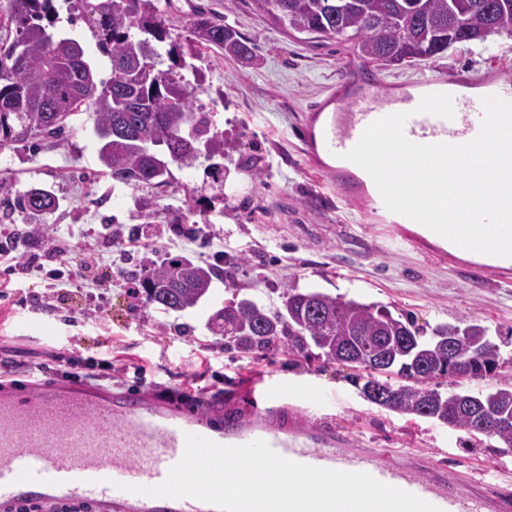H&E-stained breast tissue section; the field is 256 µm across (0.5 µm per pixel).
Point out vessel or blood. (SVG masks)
<instances>
[{"mask_svg":"<svg viewBox=\"0 0 512 512\" xmlns=\"http://www.w3.org/2000/svg\"><path fill=\"white\" fill-rule=\"evenodd\" d=\"M427 92L451 95L453 118L418 112ZM486 95L512 102V77L496 78L481 95L458 89L453 79L427 77L420 89L395 94L373 81L336 96L330 110L315 113L307 153L342 195L399 228L406 217L386 208L374 180L362 179L361 167L347 160V152L369 124L399 112L409 115L404 133L413 143L468 142L480 131ZM326 156L333 165L323 164ZM198 399L185 390L170 398L145 391L96 392L66 383L24 393L0 386V512L25 499L40 504L88 501L97 512H219L196 498L147 493L166 480L190 435L223 446L261 440L288 460L369 474L441 512H484V499L458 489L451 475L389 465L376 451L342 447L335 429L323 420L289 421L287 393L270 394L271 406L262 412L245 416L238 408L225 409L216 428L191 417Z\"/></svg>","mask_w":512,"mask_h":512,"instance_id":"obj_1","label":"vessel or blood"}]
</instances>
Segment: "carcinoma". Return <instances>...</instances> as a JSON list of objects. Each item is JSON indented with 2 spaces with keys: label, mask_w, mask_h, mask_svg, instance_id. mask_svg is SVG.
I'll use <instances>...</instances> for the list:
<instances>
[{
  "label": "carcinoma",
  "mask_w": 512,
  "mask_h": 512,
  "mask_svg": "<svg viewBox=\"0 0 512 512\" xmlns=\"http://www.w3.org/2000/svg\"><path fill=\"white\" fill-rule=\"evenodd\" d=\"M272 23L289 33L347 37L367 60L383 56L412 63L448 50V23L477 33L493 23L512 34V0H256ZM100 45L112 63L108 81L97 80L80 43L54 37L52 0H12L10 21L17 37L0 45V149L35 136L55 138L82 107L96 114L101 176L112 187L165 185L169 165L191 168L203 155L224 154V142L195 106L205 92L199 79L182 70L204 49H217L237 60L253 58L254 45L224 17L199 13L193 38L172 41L166 20L153 0H99ZM169 42L172 65L162 68L156 44ZM5 205L16 208L27 225L43 224L59 206L55 193L32 186ZM245 258L224 265L201 263L169 253L154 267L133 272L139 300L160 313L196 308L214 290L228 288ZM208 327L224 337V346L245 354H265L279 347L305 360L351 365L367 400L371 374L363 367L379 350L393 370L422 382L384 391L378 406L414 417L451 418L452 427L471 432L481 410L507 419L492 427L490 439L512 452V376L502 374L500 354L485 351L491 341L477 322L439 324L424 336L410 314L393 316L383 308L315 290L286 288L280 304L267 306L252 296L233 298L214 311ZM455 337L448 350V337ZM470 379L493 381L474 403L467 388L439 389L451 370Z\"/></svg>",
  "instance_id": "1"
}]
</instances>
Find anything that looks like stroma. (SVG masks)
<instances>
[{"mask_svg": "<svg viewBox=\"0 0 512 512\" xmlns=\"http://www.w3.org/2000/svg\"><path fill=\"white\" fill-rule=\"evenodd\" d=\"M93 0H54V29L81 42L98 74L110 75V61L99 46L89 6ZM180 43L192 37L197 13H215L255 45V59L242 63L203 50L195 65L207 89L200 100L224 135L225 183L218 194L203 167L172 168L166 186L115 191L97 199L87 179L101 170L94 114L85 109L71 118L67 132L46 139L40 148L15 145L0 181L10 195L29 186L52 189L61 206L47 218L50 244L64 245L73 260L65 289L74 293L62 316L38 310L31 298L45 289L41 272L23 278L25 298L0 300V359L41 361L68 344L83 362L113 356L129 373L103 382L136 391L161 388L178 393L194 386L212 402L240 404L250 385L289 392L322 390V413L348 448L377 449L384 462L403 464L417 455L425 467L440 470L469 489L470 473H480L487 512H499L498 500L512 499V453L478 443L467 432L425 418L415 420L367 401L352 383L347 367L305 362L283 351L245 356L226 350L206 323L233 293L216 283L202 306L169 315L135 304L124 293L134 270L160 262L166 253L203 258L197 241L167 223L172 208L200 207L197 217L207 237L224 242L230 255L245 256L236 285L265 302L277 301L286 286L410 313L418 326L478 320L489 335L502 337L501 357L512 374V267L490 269L444 250L413 231L378 223L335 188L306 155L305 134L311 113L337 91L339 76L349 84L373 77L395 90L425 74L444 78L476 77L492 71L512 73V34L459 43L439 56L413 64L381 68L358 54L354 41L287 34L271 23L255 0H157ZM265 180H257L255 167ZM156 215L131 255L115 242L89 234L102 222L115 229L139 223L142 209ZM96 252L112 268V286L85 287L79 261ZM96 308L88 318V308ZM142 374H135V367Z\"/></svg>", "mask_w": 512, "mask_h": 512, "instance_id": "35a3bbf8", "label": "stroma"}]
</instances>
